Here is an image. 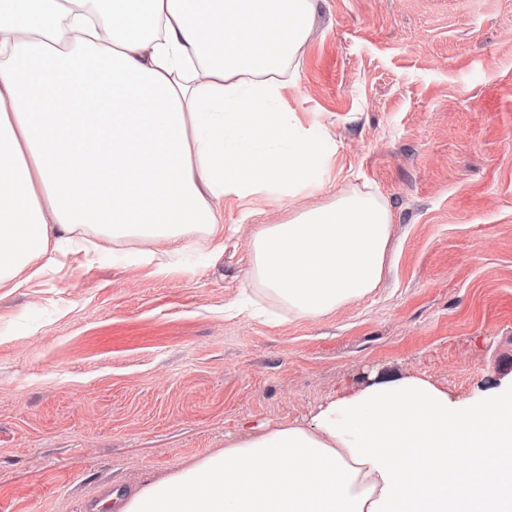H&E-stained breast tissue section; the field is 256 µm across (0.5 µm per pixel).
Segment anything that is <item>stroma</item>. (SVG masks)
Instances as JSON below:
<instances>
[{"instance_id":"1","label":"stroma","mask_w":512,"mask_h":512,"mask_svg":"<svg viewBox=\"0 0 512 512\" xmlns=\"http://www.w3.org/2000/svg\"><path fill=\"white\" fill-rule=\"evenodd\" d=\"M283 106L335 142L324 189L218 207L163 272L69 256L0 290V512H93L383 369L454 400L512 379V0H316ZM372 186L382 283L321 317L251 272L257 224Z\"/></svg>"}]
</instances>
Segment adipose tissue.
I'll list each match as a JSON object with an SVG mask.
<instances>
[{
    "label": "adipose tissue",
    "mask_w": 512,
    "mask_h": 512,
    "mask_svg": "<svg viewBox=\"0 0 512 512\" xmlns=\"http://www.w3.org/2000/svg\"><path fill=\"white\" fill-rule=\"evenodd\" d=\"M312 0H0V288L49 276L89 229L165 270L228 194L321 191L324 134L284 109ZM373 190L258 225L252 271L319 317L380 284ZM164 241L166 251L154 250ZM512 385L453 401L396 373L309 419L225 441L119 512H512Z\"/></svg>",
    "instance_id": "adipose-tissue-1"
}]
</instances>
